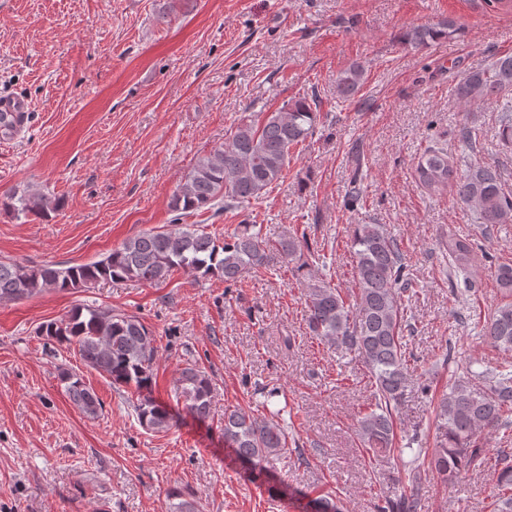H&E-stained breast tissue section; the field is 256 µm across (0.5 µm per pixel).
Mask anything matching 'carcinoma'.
<instances>
[{
  "label": "carcinoma",
  "instance_id": "cac0c4a2",
  "mask_svg": "<svg viewBox=\"0 0 512 512\" xmlns=\"http://www.w3.org/2000/svg\"><path fill=\"white\" fill-rule=\"evenodd\" d=\"M458 32L451 20L406 29L402 43L427 48ZM364 67L350 65L336 78V97L352 99L360 91ZM512 88V55L498 58L489 71L472 70L456 85L458 99L467 103L494 100ZM315 100L302 97L281 110L266 112L261 119L244 118L234 126L224 147L201 158L178 186L171 210L182 216L211 210L224 204L228 210L262 198L283 177L291 150L313 137L318 121ZM498 139L512 149V108L502 109ZM459 140L469 153L458 162L442 147L428 148L413 170L416 183L431 193L454 188L459 200L476 209L486 226L512 224V193L505 192L499 169L477 160L478 134L466 124ZM17 214L45 216L60 201L28 190L13 192L0 202ZM443 248L448 265L463 276L464 291L470 290L466 275L475 265L473 243L448 235ZM357 291L353 302L340 289L312 275L310 267L320 255L310 250L306 239L290 237L273 244L262 238L254 224H241L219 241L188 224L144 231L112 249L99 261L67 267L29 266L0 261V300H21L37 291L88 288L101 281H136L156 284L179 269L201 277H221L230 286L240 283L245 269L270 271L296 262L306 282L305 322L309 333L342 354L360 356L371 374L375 403L357 419L358 437L372 455L389 458L396 450V417L408 384L404 349L406 318L402 302L409 289L403 252L397 239L380 224H356L351 235ZM37 334L59 345L76 349L85 366L106 373L112 383L137 393L134 405L139 424L151 431L170 428L172 416L165 405L152 397L156 351L153 333L138 317L115 313L110 308H77L64 318L42 324ZM480 336L491 344L512 351V303H505L485 318ZM61 381L70 400L87 416L95 417L102 406L83 376L63 369ZM213 382L196 366L182 369L175 389L176 400L186 411L206 420L212 415ZM512 412V371L466 367V377L448 387L435 410V447H421L419 432L408 436L412 458L407 468L409 493L388 498L378 512H419L421 469L453 483L462 472L482 457L476 444L479 434H488L507 423ZM270 417H256L240 408L224 409V444L234 457L259 477L270 460L288 452V435ZM495 512H512V457L502 455L493 473ZM170 512H196L194 501L174 491L168 495Z\"/></svg>",
  "mask_w": 512,
  "mask_h": 512
}]
</instances>
